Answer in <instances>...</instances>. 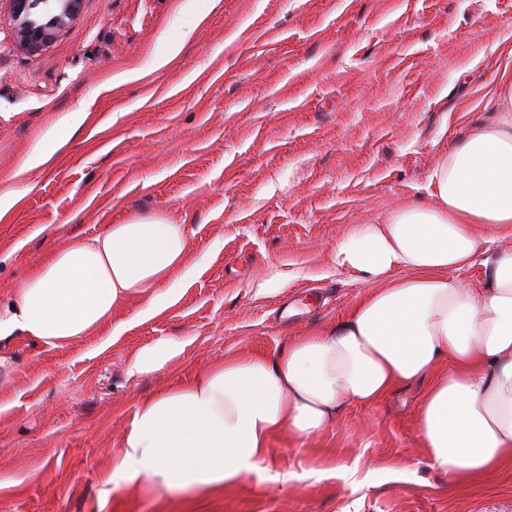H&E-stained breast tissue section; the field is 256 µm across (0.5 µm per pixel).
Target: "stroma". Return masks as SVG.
<instances>
[{
	"mask_svg": "<svg viewBox=\"0 0 512 512\" xmlns=\"http://www.w3.org/2000/svg\"><path fill=\"white\" fill-rule=\"evenodd\" d=\"M190 14L202 21L189 32ZM506 44L512 0H83L29 53L0 0V193L20 196L0 220V307L35 258L134 217L186 225L194 268L151 319L133 321L134 298L71 344L0 347V512H512V470L452 487L431 465L421 384L348 406L308 439L280 434L263 471L221 492L102 481L142 396L272 355L364 297L333 249L427 200L441 143L490 117ZM81 109L64 156L21 172ZM159 338L186 350L128 375Z\"/></svg>",
	"mask_w": 512,
	"mask_h": 512,
	"instance_id": "stroma-1",
	"label": "stroma"
}]
</instances>
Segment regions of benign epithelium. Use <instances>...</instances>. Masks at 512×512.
Listing matches in <instances>:
<instances>
[{"instance_id": "benign-epithelium-1", "label": "benign epithelium", "mask_w": 512, "mask_h": 512, "mask_svg": "<svg viewBox=\"0 0 512 512\" xmlns=\"http://www.w3.org/2000/svg\"><path fill=\"white\" fill-rule=\"evenodd\" d=\"M83 0H10L17 45L30 53L43 50L79 12Z\"/></svg>"}]
</instances>
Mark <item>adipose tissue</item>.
<instances>
[{
    "label": "adipose tissue",
    "mask_w": 512,
    "mask_h": 512,
    "mask_svg": "<svg viewBox=\"0 0 512 512\" xmlns=\"http://www.w3.org/2000/svg\"><path fill=\"white\" fill-rule=\"evenodd\" d=\"M488 103L494 117L443 145L429 200L356 227L332 252L368 292L341 321L291 338L272 356L226 359L140 398L116 437L104 483L210 494L266 461L271 439L303 440L347 408L374 406L427 380L417 428L449 484L512 468V72ZM480 224L498 228L494 237ZM187 228L161 217L107 225L34 260L0 309V341L60 347L92 334L130 298L152 317L188 273ZM481 268L478 285L464 275ZM182 343L159 339L129 375L167 368Z\"/></svg>",
    "instance_id": "adipose-tissue-1"
}]
</instances>
